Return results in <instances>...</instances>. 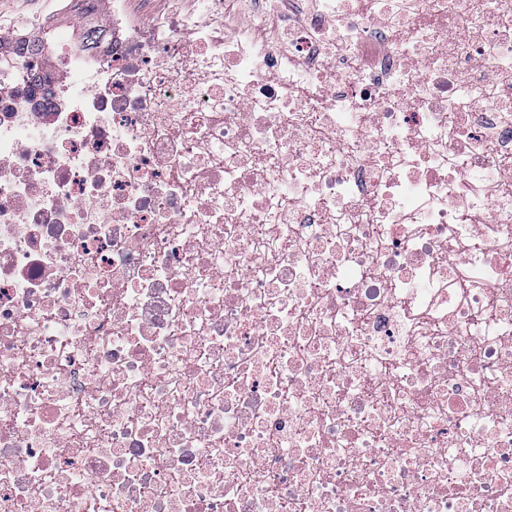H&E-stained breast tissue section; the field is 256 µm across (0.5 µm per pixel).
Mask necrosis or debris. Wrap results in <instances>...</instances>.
<instances>
[{"mask_svg":"<svg viewBox=\"0 0 512 512\" xmlns=\"http://www.w3.org/2000/svg\"><path fill=\"white\" fill-rule=\"evenodd\" d=\"M145 2L0 87V512H512V0Z\"/></svg>","mask_w":512,"mask_h":512,"instance_id":"4bbe7bcc","label":"necrosis or debris"}]
</instances>
